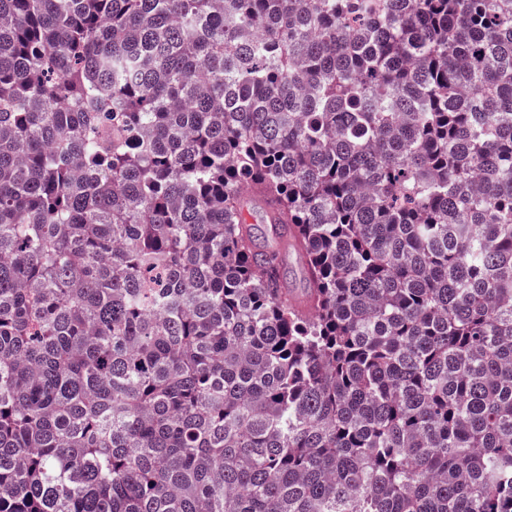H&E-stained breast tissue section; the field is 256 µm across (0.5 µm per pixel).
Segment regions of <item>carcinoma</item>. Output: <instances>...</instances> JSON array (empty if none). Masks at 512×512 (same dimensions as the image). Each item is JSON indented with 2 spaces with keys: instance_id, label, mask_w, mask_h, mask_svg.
<instances>
[{
  "instance_id": "obj_1",
  "label": "carcinoma",
  "mask_w": 512,
  "mask_h": 512,
  "mask_svg": "<svg viewBox=\"0 0 512 512\" xmlns=\"http://www.w3.org/2000/svg\"><path fill=\"white\" fill-rule=\"evenodd\" d=\"M0 512H512V0H0ZM248 222L253 225V232L258 245L276 249L280 252L285 266L288 289L299 293L304 288V273L299 257L293 248L288 245L287 249L285 242L272 234L270 224L265 223L260 210L251 211V214H248Z\"/></svg>"
}]
</instances>
